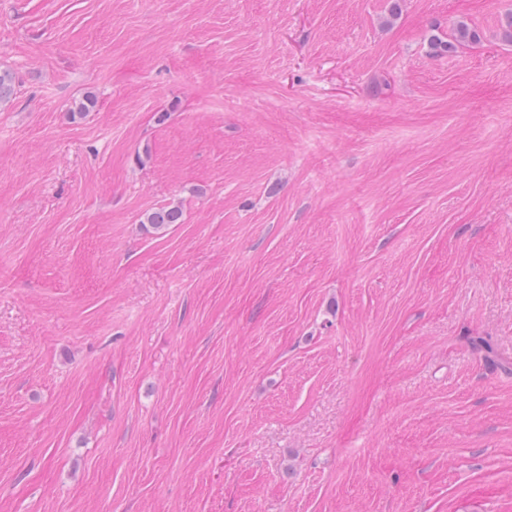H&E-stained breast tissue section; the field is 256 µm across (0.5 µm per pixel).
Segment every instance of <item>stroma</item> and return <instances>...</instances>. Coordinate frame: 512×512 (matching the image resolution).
Listing matches in <instances>:
<instances>
[{"mask_svg": "<svg viewBox=\"0 0 512 512\" xmlns=\"http://www.w3.org/2000/svg\"><path fill=\"white\" fill-rule=\"evenodd\" d=\"M511 12L0 0V512H512ZM478 39L477 31L474 27L466 22H458L453 28L452 40L453 41H439L433 44L434 48L440 51H448L453 49L456 44H464L466 42H475ZM182 221V210L177 205H164L155 207L143 215L142 223L148 224L154 232H163L171 224Z\"/></svg>", "mask_w": 512, "mask_h": 512, "instance_id": "35a3bbf8", "label": "stroma"}]
</instances>
